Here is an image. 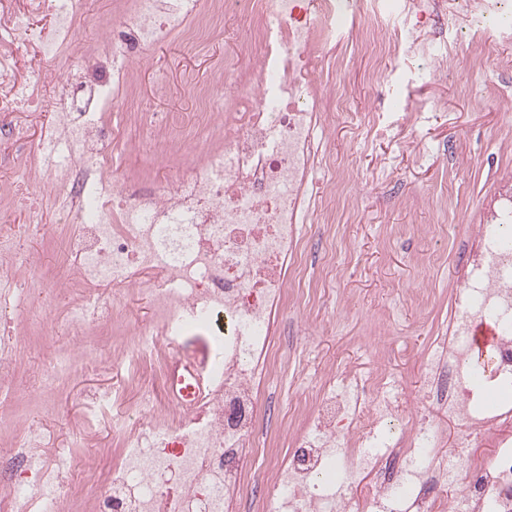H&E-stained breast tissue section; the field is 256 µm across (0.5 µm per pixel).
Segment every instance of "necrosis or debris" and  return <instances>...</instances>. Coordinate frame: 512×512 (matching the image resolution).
I'll use <instances>...</instances> for the list:
<instances>
[{
    "instance_id": "necrosis-or-debris-1",
    "label": "necrosis or debris",
    "mask_w": 512,
    "mask_h": 512,
    "mask_svg": "<svg viewBox=\"0 0 512 512\" xmlns=\"http://www.w3.org/2000/svg\"><path fill=\"white\" fill-rule=\"evenodd\" d=\"M460 4L478 30L512 32V0ZM441 7L442 0H129L92 50L93 79L68 85L55 102L64 136L45 132L24 157L30 178L64 186L59 207L77 212L59 227L54 267L18 252L15 234L0 233V278L8 282L1 313L25 301L21 284L31 279L49 280L51 298L73 300L57 324L66 356L51 374L32 371L30 384L78 370L110 374L106 387L86 393L84 416L118 425L120 458L102 473L88 463L83 484L66 486L59 478L67 460L37 453L41 429L13 430L0 444V512H234L260 432L258 389L280 362L274 313L287 306L302 271L322 119L346 107L322 48L351 10L370 24L364 53L418 54L402 34L438 19ZM230 12L259 32L243 40L233 70L216 69L198 88L205 106L223 86L232 93L204 153L187 159L192 133L179 116L158 119L128 103L133 66L173 35L209 37L214 19ZM119 100L128 104L123 123L112 119ZM131 125L138 139L129 138ZM157 141L168 147V180L145 190L119 175L109 143L138 153ZM507 232L512 197L472 229L477 248L448 326L425 358L421 396L407 400L379 370H325L296 413L293 450L272 469L256 512H512V403L475 405L471 344L474 323L493 319L491 376L511 388ZM134 299L151 305L152 322L129 324L111 349L91 343V329L111 327L118 305ZM219 316L232 328L211 354L174 360L176 341L211 330ZM179 364L203 379L188 398L167 390ZM19 375L17 338L1 329V403L13 398ZM132 393L133 421L123 409ZM437 412L459 430L451 460L438 453ZM487 441L494 457L477 460L472 448ZM451 485L459 494L442 501Z\"/></svg>"
}]
</instances>
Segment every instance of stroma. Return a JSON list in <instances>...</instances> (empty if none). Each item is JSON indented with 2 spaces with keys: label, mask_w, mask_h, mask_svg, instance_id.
Wrapping results in <instances>:
<instances>
[{
  "label": "stroma",
  "mask_w": 512,
  "mask_h": 512,
  "mask_svg": "<svg viewBox=\"0 0 512 512\" xmlns=\"http://www.w3.org/2000/svg\"><path fill=\"white\" fill-rule=\"evenodd\" d=\"M122 0H80L76 47L95 41L107 20L118 18ZM442 36L450 58L446 76L433 78L425 59L410 64L396 56L371 61L352 40L328 47L326 64L336 65V83L349 105L324 125V143L332 157L316 172L313 190L327 197L348 190L350 209L337 210L331 224H307V283L300 296L278 314L276 337L282 365L259 397L264 429L275 436L272 454L257 457L239 512H253L255 500L269 488V472L289 452L291 429L283 414L300 399L305 375L324 365L346 366L360 374L384 370L405 388L420 390L423 357L448 315L469 265L471 227L512 179V38L491 36L490 45L473 53L464 34L468 19L447 0ZM247 23L224 16L214 34L195 48L173 39L153 52L143 66L133 98L164 115L179 114L185 125L211 124L210 110L199 105L193 87L212 77L216 67L233 68ZM16 77L31 85L39 101L33 109L9 114L28 134L19 144L0 138V229L29 223L24 196L12 191L24 171L14 158L22 146H34L57 122L53 100L61 85L83 78L86 60L75 55L69 69L37 58L30 45L13 46ZM386 76L384 87L369 79L371 68ZM45 207L42 234L22 236V251L39 252L53 263L60 222L51 200L60 188L37 185ZM67 302L43 309L31 297L16 323L22 342L21 376L60 358L67 342L48 322ZM108 375L71 374L47 391L20 387L9 411L25 410L41 423L47 452L67 454L73 465L85 457L107 468L120 453L111 429L102 425L79 436L74 425L85 392L107 384Z\"/></svg>",
  "instance_id": "1"
}]
</instances>
